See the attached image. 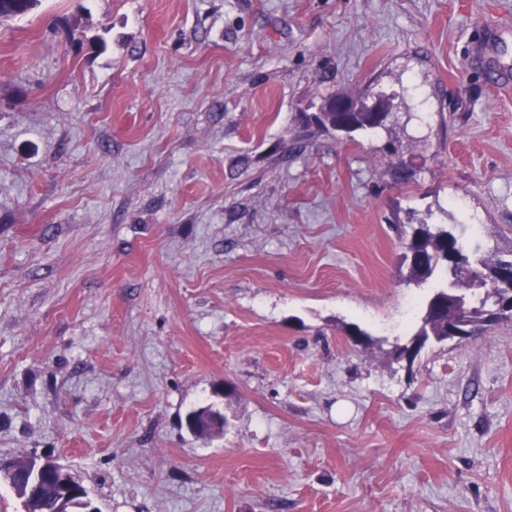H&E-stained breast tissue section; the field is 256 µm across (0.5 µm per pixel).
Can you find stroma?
<instances>
[{
  "label": "stroma",
  "mask_w": 512,
  "mask_h": 512,
  "mask_svg": "<svg viewBox=\"0 0 512 512\" xmlns=\"http://www.w3.org/2000/svg\"><path fill=\"white\" fill-rule=\"evenodd\" d=\"M504 69L512 0H42L1 23L0 460L66 463L102 512H512V321L396 351L429 294L418 224L478 219V255L512 260ZM367 92L402 155L305 126ZM201 407L222 430H187Z\"/></svg>",
  "instance_id": "35a3bbf8"
}]
</instances>
